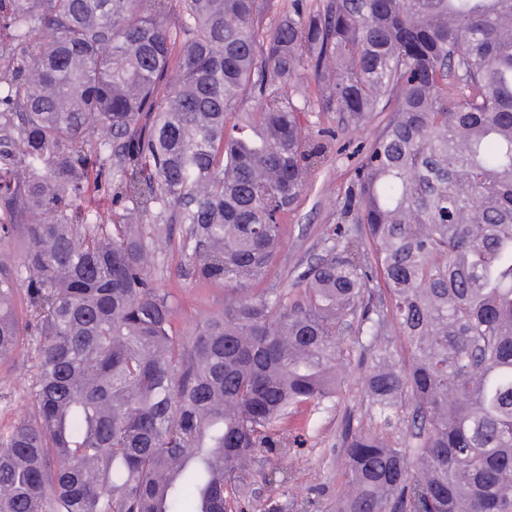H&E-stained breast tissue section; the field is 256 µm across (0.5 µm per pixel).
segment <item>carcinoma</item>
<instances>
[{"instance_id":"cac0c4a2","label":"carcinoma","mask_w":512,"mask_h":512,"mask_svg":"<svg viewBox=\"0 0 512 512\" xmlns=\"http://www.w3.org/2000/svg\"><path fill=\"white\" fill-rule=\"evenodd\" d=\"M274 7L0 0V232L28 243L0 267V357L38 340L0 512H232L273 423L338 396L353 322L379 426L346 429L336 512H512V0H292L268 28ZM388 109L352 227L296 294L250 297L334 139L306 113ZM147 221L185 225L192 273L239 295L189 339Z\"/></svg>"}]
</instances>
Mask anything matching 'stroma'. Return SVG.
<instances>
[{
	"label": "stroma",
	"mask_w": 512,
	"mask_h": 512,
	"mask_svg": "<svg viewBox=\"0 0 512 512\" xmlns=\"http://www.w3.org/2000/svg\"><path fill=\"white\" fill-rule=\"evenodd\" d=\"M390 113H373L359 126L347 123L339 112H311L303 123L307 137L325 128L335 132L324 163L311 175L309 184L285 220L280 249L266 280L252 288V295L285 292L298 274L323 255L333 237L337 214L364 151L384 130ZM143 235L156 258L148 275L170 292L176 304L175 326L192 336L205 319L224 313L232 296L223 285L196 280L188 273L181 231L147 223ZM344 356L338 363L343 380L338 398L320 406L302 405L277 425L282 447L257 449L253 472L239 496L236 512H264L269 499L316 501L320 512H332L343 491V432L347 427L369 426L365 394L366 367L354 331L343 338ZM34 360L29 345L0 359V432L18 419L34 414L29 397ZM286 487H279L280 477Z\"/></svg>",
	"instance_id": "stroma-1"
}]
</instances>
